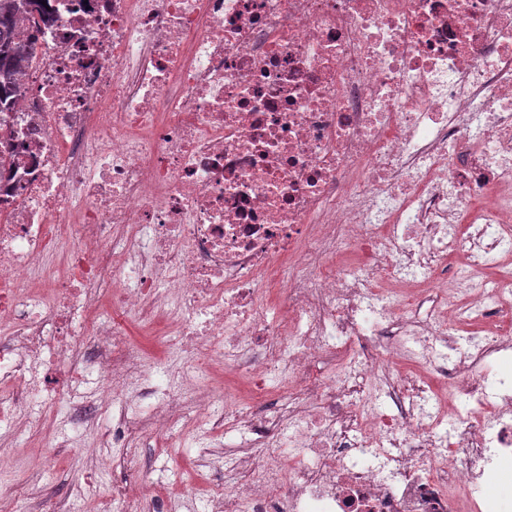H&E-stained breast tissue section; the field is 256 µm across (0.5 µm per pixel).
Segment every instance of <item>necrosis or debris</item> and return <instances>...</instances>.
I'll return each instance as SVG.
<instances>
[{
	"label": "necrosis or debris",
	"instance_id": "necrosis-or-debris-1",
	"mask_svg": "<svg viewBox=\"0 0 512 512\" xmlns=\"http://www.w3.org/2000/svg\"><path fill=\"white\" fill-rule=\"evenodd\" d=\"M50 2L0 113V420L86 455L111 403L116 448L201 416L245 449L215 512H512L478 492L512 455V0Z\"/></svg>",
	"mask_w": 512,
	"mask_h": 512
}]
</instances>
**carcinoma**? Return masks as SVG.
Segmentation results:
<instances>
[{
	"label": "carcinoma",
	"instance_id": "cac0c4a2",
	"mask_svg": "<svg viewBox=\"0 0 512 512\" xmlns=\"http://www.w3.org/2000/svg\"><path fill=\"white\" fill-rule=\"evenodd\" d=\"M29 21L37 32L50 20L42 0H0V106L12 104V98L28 75L37 52L36 40L21 43L15 38L16 22Z\"/></svg>",
	"mask_w": 512,
	"mask_h": 512
}]
</instances>
